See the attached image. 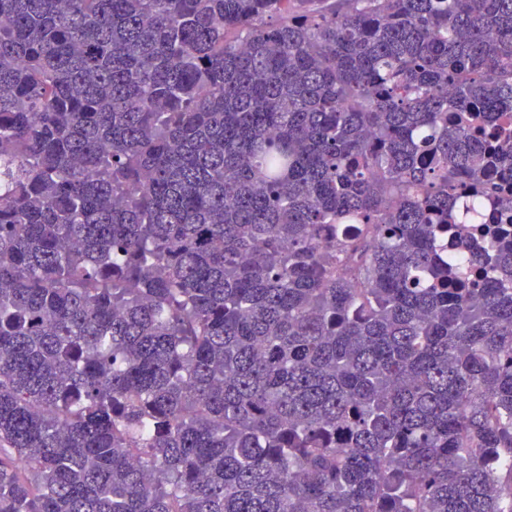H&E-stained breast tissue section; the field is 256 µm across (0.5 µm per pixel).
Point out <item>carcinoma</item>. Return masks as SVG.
I'll return each mask as SVG.
<instances>
[{
	"label": "carcinoma",
	"mask_w": 512,
	"mask_h": 512,
	"mask_svg": "<svg viewBox=\"0 0 512 512\" xmlns=\"http://www.w3.org/2000/svg\"><path fill=\"white\" fill-rule=\"evenodd\" d=\"M512 0H0V512H512Z\"/></svg>",
	"instance_id": "cac0c4a2"
}]
</instances>
